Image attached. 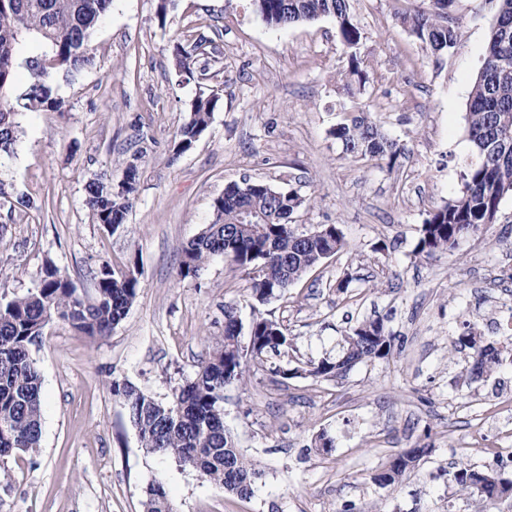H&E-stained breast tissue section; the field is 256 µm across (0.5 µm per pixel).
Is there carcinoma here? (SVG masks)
Segmentation results:
<instances>
[{
  "instance_id": "carcinoma-1",
  "label": "carcinoma",
  "mask_w": 512,
  "mask_h": 512,
  "mask_svg": "<svg viewBox=\"0 0 512 512\" xmlns=\"http://www.w3.org/2000/svg\"><path fill=\"white\" fill-rule=\"evenodd\" d=\"M177 0H156L154 19L166 27ZM113 0H0V155L14 154L22 130L16 121L15 103L30 112H63L66 101L60 82L70 83L88 65L94 54L93 37L108 17ZM430 11L416 10L402 16V24L433 55L453 52L462 45L461 26L453 17L455 0H432ZM255 13L268 25L290 27L321 17H332L341 42L349 49L361 41L352 22L349 0H252ZM38 44L39 51L25 55V44ZM206 40L176 39L171 52L172 68L179 76H192L195 59ZM29 76L27 88L16 93L19 70ZM221 71L210 75L215 84L192 99L189 116L175 134L170 151L176 159L192 150L209 129L222 99ZM348 88H363L367 71L357 54L348 57L340 73ZM332 135L354 157L394 161L400 145L386 137L369 114L361 112L338 125ZM468 135L473 156L462 165V188L422 225L418 251L428 256L449 252L458 241L483 224L494 223L502 199L512 193V0H496V22L490 31L486 57L468 102ZM139 169L130 165L114 189L97 179L85 183V203L97 224L117 230L125 224L138 194ZM311 199L293 187H274L259 181L228 186L213 203L214 218L181 248L178 275L195 278L208 259L224 254L248 271L252 298L264 304L281 295L310 270L345 246L336 224L312 232L298 231L293 215ZM249 212L250 222L241 220ZM92 300H86L75 283L52 262L45 263L39 278L27 293L0 301V448L10 453L35 455L42 436V381L30 347L54 320L75 332L96 338L109 335L126 317L139 288L135 274L117 272L104 265L94 275ZM224 341L209 361L198 366L172 400L162 401L129 381L110 382L112 394L122 399L127 419L138 433L146 452L173 458L181 467L240 497L250 496L264 471L238 450L224 426V386L242 377L243 359L262 361L268 354H281L288 338L281 326L261 313L254 314L249 341L242 346L234 308L224 310ZM473 350L471 373L481 376L500 362L498 342L486 339L467 324L457 337ZM392 337L378 319L364 320L344 338L334 359L311 362L307 367L277 368L286 376L299 372L311 376L346 372L358 363L388 355ZM427 451L423 445L395 456L374 481L394 484L413 469ZM451 481L473 496L492 501L496 482L512 481L494 473L464 467ZM166 492L149 487L144 512H167Z\"/></svg>"
}]
</instances>
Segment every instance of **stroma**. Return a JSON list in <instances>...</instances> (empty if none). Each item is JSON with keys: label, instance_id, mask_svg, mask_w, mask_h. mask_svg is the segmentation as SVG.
Instances as JSON below:
<instances>
[{"label": "stroma", "instance_id": "1", "mask_svg": "<svg viewBox=\"0 0 512 512\" xmlns=\"http://www.w3.org/2000/svg\"><path fill=\"white\" fill-rule=\"evenodd\" d=\"M430 6L350 0L369 74L351 95L332 18L276 28L250 0H178L162 28L155 0H113L93 63L61 86L67 111L18 112L17 151L0 156V182L30 202L0 206V298L26 294L48 261L89 297L100 267L123 270L133 258L138 295L109 336L92 340L54 321L32 346L42 447L0 457V512H144L153 484L176 512H512V500L490 505L451 481L462 466L495 470L486 448H512L502 431L512 422V336L495 326L512 321V195L452 252L417 250L425 219L461 187L469 93L496 3L457 0L463 45L438 57L401 23ZM201 36L195 68L223 69V99L207 133L174 160L171 141L198 83H179L170 46ZM356 108L403 146L395 165L346 154L333 137ZM133 162L139 191L111 233L93 222L84 186L118 183ZM246 179L311 196L297 229L338 225L347 246L261 305L283 327L288 353L245 359L241 381L224 389V425L265 472L241 498L147 453L108 383L170 399L223 341L228 306L248 338L255 310L244 270L216 255L197 278L178 274L181 248L212 221L214 198ZM366 319L392 337L388 357L332 377L276 375L336 358L345 332ZM467 322L502 347L480 378L471 349L454 343ZM323 433L331 452L318 448ZM423 444L427 454L401 482L375 483L393 457Z\"/></svg>", "mask_w": 512, "mask_h": 512}]
</instances>
